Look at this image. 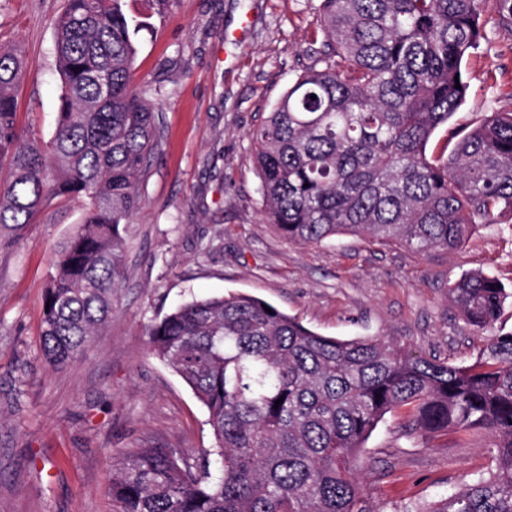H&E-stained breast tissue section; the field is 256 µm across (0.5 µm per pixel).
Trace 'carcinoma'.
Here are the masks:
<instances>
[{
  "instance_id": "cac0c4a2",
  "label": "carcinoma",
  "mask_w": 512,
  "mask_h": 512,
  "mask_svg": "<svg viewBox=\"0 0 512 512\" xmlns=\"http://www.w3.org/2000/svg\"><path fill=\"white\" fill-rule=\"evenodd\" d=\"M489 11L512 32V0H320L317 23L340 62L298 76L248 134L263 220L297 244L355 235L415 253L454 251L476 225L512 221V110L447 157L428 150L466 99L462 61ZM55 27L61 94L47 142L19 125L23 59L0 45V251L52 200L81 201L85 221L57 249L42 299V354L61 369L112 318L144 206L137 185L161 141L149 85L134 82L145 23L127 0H69ZM448 296L484 329L512 292L475 272ZM148 336L206 408L215 445L193 463L169 448L129 450L112 462V512H378L360 449L403 407L414 432L488 430L493 456L488 475L454 495L391 512H512V333L455 365L378 338L322 336L225 293L174 306Z\"/></svg>"
}]
</instances>
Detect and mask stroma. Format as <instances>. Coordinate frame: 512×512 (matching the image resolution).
Returning <instances> with one entry per match:
<instances>
[{"instance_id": "stroma-1", "label": "stroma", "mask_w": 512, "mask_h": 512, "mask_svg": "<svg viewBox=\"0 0 512 512\" xmlns=\"http://www.w3.org/2000/svg\"><path fill=\"white\" fill-rule=\"evenodd\" d=\"M67 0H0V44L20 47L25 72L19 122L50 139L60 79L55 22ZM319 0H174L145 17L135 72L150 82L162 148L139 187L144 207L130 228L125 283L112 320L86 355L55 369L39 336L53 255L84 219L57 200L0 254V512H112L111 464L132 448L195 458L213 447L207 411L149 350L148 327L177 302L228 291L249 294L330 337L381 338L414 354L473 363L483 338L448 300L463 274L482 271L512 289V224L477 225L461 249L415 255L403 246L343 235L288 242L262 217L264 201L247 134L297 75L323 62ZM465 58V103L439 144L493 112L512 110V32L494 13ZM408 410L386 415L360 455L374 507L431 502L486 473V430L407 434Z\"/></svg>"}]
</instances>
